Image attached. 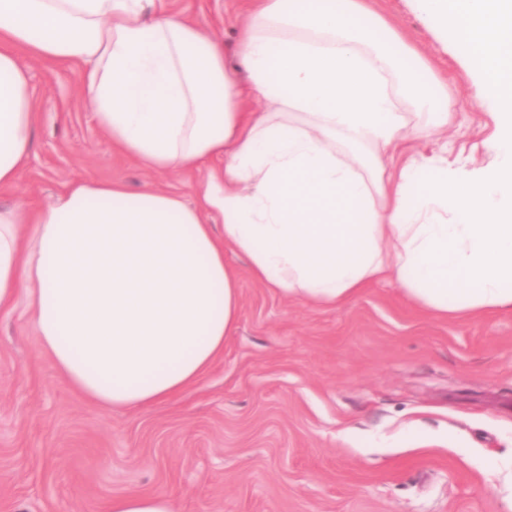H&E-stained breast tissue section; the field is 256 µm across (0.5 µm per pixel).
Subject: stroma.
<instances>
[{
  "label": "stroma",
  "mask_w": 512,
  "mask_h": 512,
  "mask_svg": "<svg viewBox=\"0 0 512 512\" xmlns=\"http://www.w3.org/2000/svg\"><path fill=\"white\" fill-rule=\"evenodd\" d=\"M235 48L250 0H170ZM437 79L464 94L465 64L409 0H378ZM38 119L0 208L52 205L86 177L177 192L203 175L157 173L113 150L84 103L82 67L22 57ZM483 107L424 131L415 153L487 159ZM239 318L224 355L182 395L100 408L74 392L24 309L0 317V512H98L106 498L171 496L176 512H512V311L442 320L391 278L326 308L254 281L228 252Z\"/></svg>",
  "instance_id": "stroma-1"
}]
</instances>
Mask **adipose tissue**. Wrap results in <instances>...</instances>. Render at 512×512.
<instances>
[{
	"mask_svg": "<svg viewBox=\"0 0 512 512\" xmlns=\"http://www.w3.org/2000/svg\"><path fill=\"white\" fill-rule=\"evenodd\" d=\"M373 2L254 0L241 85L223 43L164 0H0V190L36 125L23 52L81 64L97 127L142 167L205 173L192 205L86 179L50 207L0 209V316L26 298L73 389L142 408L203 377L238 320L228 249L257 282L326 307L391 277L439 318L512 310V0H411L466 60L492 159L410 158L394 173L387 156L461 103ZM99 512L175 507L138 493Z\"/></svg>",
	"mask_w": 512,
	"mask_h": 512,
	"instance_id": "1",
	"label": "adipose tissue"
}]
</instances>
